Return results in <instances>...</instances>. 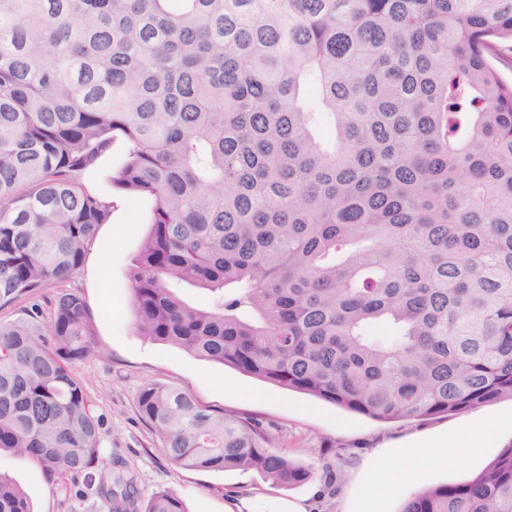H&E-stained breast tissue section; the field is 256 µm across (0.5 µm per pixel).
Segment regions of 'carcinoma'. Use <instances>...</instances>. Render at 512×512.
I'll return each instance as SVG.
<instances>
[{
  "label": "carcinoma",
  "mask_w": 512,
  "mask_h": 512,
  "mask_svg": "<svg viewBox=\"0 0 512 512\" xmlns=\"http://www.w3.org/2000/svg\"><path fill=\"white\" fill-rule=\"evenodd\" d=\"M512 0H0V452L107 483L73 362L103 357L73 278L112 187L153 200L127 276L135 328L389 422L512 398ZM211 294L194 306L177 289ZM143 421L192 470L311 467L249 420L143 385ZM0 512H33L0 474ZM143 512H186L168 489ZM402 512H512V444Z\"/></svg>",
  "instance_id": "carcinoma-1"
}]
</instances>
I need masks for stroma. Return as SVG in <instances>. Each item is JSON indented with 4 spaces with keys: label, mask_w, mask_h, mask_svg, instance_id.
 Returning a JSON list of instances; mask_svg holds the SVG:
<instances>
[{
    "label": "stroma",
    "mask_w": 512,
    "mask_h": 512,
    "mask_svg": "<svg viewBox=\"0 0 512 512\" xmlns=\"http://www.w3.org/2000/svg\"><path fill=\"white\" fill-rule=\"evenodd\" d=\"M126 152V142L116 138L85 181L90 191L111 202L112 212L66 288L85 300L106 352L105 357L72 366L102 421L100 460L94 471L109 481L132 482L137 508L165 488L181 498L187 512H235L244 501L251 512H284L291 502L306 512H360L374 473L408 467L402 450L409 443L462 430L488 433L482 454L427 469L422 483L427 486L465 481L512 444L511 430L493 429L498 414L512 412L508 397L457 415L381 422L140 336L127 268L148 231L152 202L141 194L112 189L105 180ZM148 382L185 390L207 409L259 423L281 454L312 466V478L288 488L253 470L196 471L170 463L137 409L136 395ZM0 472L26 491L35 512H106L100 498L84 491L82 480L50 476L34 460L1 453Z\"/></svg>",
    "instance_id": "1"
}]
</instances>
